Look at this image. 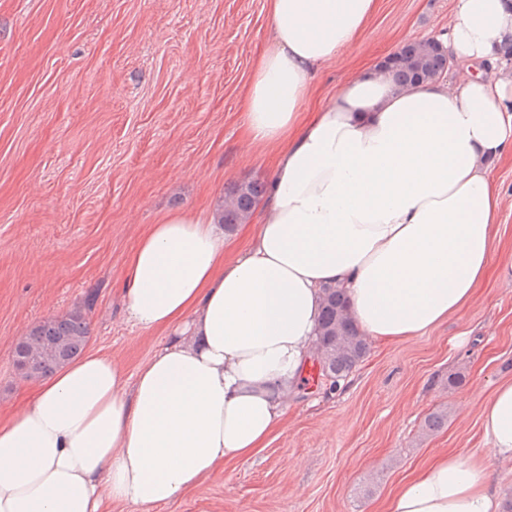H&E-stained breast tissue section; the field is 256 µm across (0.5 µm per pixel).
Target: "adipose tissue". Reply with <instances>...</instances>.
Listing matches in <instances>:
<instances>
[{
	"instance_id": "ef3b65f1",
	"label": "adipose tissue",
	"mask_w": 512,
	"mask_h": 512,
	"mask_svg": "<svg viewBox=\"0 0 512 512\" xmlns=\"http://www.w3.org/2000/svg\"><path fill=\"white\" fill-rule=\"evenodd\" d=\"M378 0H267L272 43L246 88L271 188L246 247L182 212L153 225L127 270L132 325L176 333L128 379L89 352L0 424V512H147L266 447L311 354L321 290L344 289L379 342L458 315L488 273L501 210L487 162L512 150V71L472 77L512 35V0H456L443 38L456 78L408 88L378 67L331 103L313 77L359 39ZM480 456L441 451L386 512H501L485 460L512 461V380L483 404Z\"/></svg>"
}]
</instances>
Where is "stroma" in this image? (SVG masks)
Listing matches in <instances>:
<instances>
[{"mask_svg":"<svg viewBox=\"0 0 512 512\" xmlns=\"http://www.w3.org/2000/svg\"><path fill=\"white\" fill-rule=\"evenodd\" d=\"M378 3L359 41L317 73L318 104L453 20V0ZM270 38L267 0H0L1 422L33 391L12 353L44 319L86 308L89 350L130 375L167 342L126 319L129 259L170 213L206 220L228 184L271 180L274 156L248 148L242 104ZM489 169L500 237L459 317L371 343L341 390L306 370L258 454L170 503L112 512H383L439 450L480 452L481 406L512 379V157ZM433 412L446 421L429 432Z\"/></svg>","mask_w":512,"mask_h":512,"instance_id":"1","label":"stroma"}]
</instances>
